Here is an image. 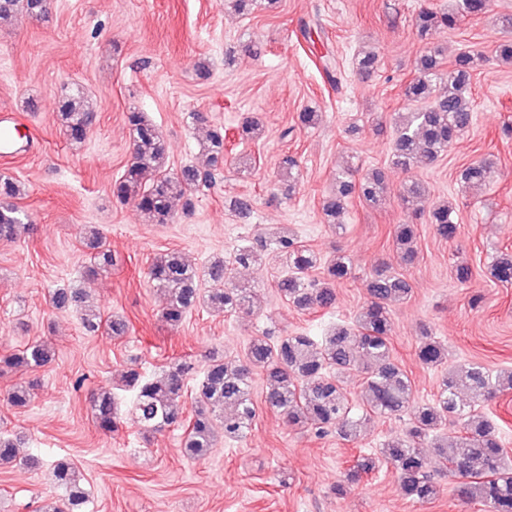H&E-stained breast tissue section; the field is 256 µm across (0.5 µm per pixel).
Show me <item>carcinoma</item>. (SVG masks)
<instances>
[{
	"instance_id": "1",
	"label": "carcinoma",
	"mask_w": 512,
	"mask_h": 512,
	"mask_svg": "<svg viewBox=\"0 0 512 512\" xmlns=\"http://www.w3.org/2000/svg\"><path fill=\"white\" fill-rule=\"evenodd\" d=\"M489 0H461L452 13L424 9L415 18L417 35L426 39L440 29H454L462 20L483 14ZM35 19L47 11V0H0V20L16 12ZM442 50L427 47L414 62L415 76L405 85L404 96L421 107L405 112L395 123L389 162L406 170L414 164L438 160L448 147L469 131L476 120L473 101L466 96L471 73L484 55L479 51H460L452 68L441 69ZM359 73L370 76L378 68L375 54L366 52L355 59ZM93 110L88 96L79 86L65 90L61 99L63 137L71 143L84 142L90 131ZM127 124L132 136L134 156L112 184V194L128 200L149 221L165 224L173 217L175 200L192 207V191L210 181L212 173L196 165H185L171 172L165 163V148L159 128L141 112H130ZM206 150L208 165L224 161V132L209 134ZM492 163L480 159L461 172L466 184L483 185L491 175ZM387 189L386 173L381 167L368 170L359 179L350 172L336 174V190L323 201V214L331 225L340 223L348 199L356 195L367 204L376 203ZM19 186L10 177H0V241L18 236L23 220L8 200L16 197ZM447 204L429 210L435 234L452 241L459 232ZM393 242L401 262L413 266L419 261L416 228L397 224ZM95 249L86 274L97 276L112 269V251L99 233L93 234ZM276 251L286 264L277 280L280 298L300 309L329 310L336 305V285L355 277L350 258L341 251L324 259L305 247L298 238L285 232L259 233L256 243L237 246L227 259H217L201 269L188 264L176 251L161 254L148 267L147 283L162 296L161 317L171 325L181 323L193 309L208 304L232 315L251 306V287L233 282V271L255 265L266 249ZM493 278L512 284V253L493 258ZM368 299L352 324L332 328L316 342L304 333L290 334L273 342L264 334L248 339L240 364L232 366L217 351L200 354L203 371L196 383L195 415L183 432L181 448L193 461L207 460L215 448L216 427L224 437L241 440L251 429L256 408L252 396V368L264 370L267 380L266 406L278 413L294 430L324 434L331 430L347 441L359 436L360 421L350 417L351 404L340 386L342 375L359 369L363 372L360 401L366 413L409 416L403 436L388 440L379 449L380 459L395 469L400 493L407 499L427 502L439 493V487L427 470L417 445L433 441L438 471L456 484L458 496L479 501L489 512H512V463L504 457V448L495 435L493 422L479 411V401L512 391V371L491 373L483 364L471 361L447 371L438 394L431 402L418 403L410 377L393 360L391 336L393 321L390 304L410 296L407 279L395 269L380 266L365 281ZM57 309L80 306L85 302L78 288H57L51 297ZM90 334L105 330L110 336H123L124 320L86 311L81 317ZM419 361L431 368L444 364L448 351L444 344L424 333L418 346ZM55 354L43 343L31 342L13 353L0 356V366L26 367L32 371L51 364ZM192 367L173 362L156 378H147L131 368L124 382L134 389L131 411L134 422L144 433L159 432L181 423L182 394L188 385ZM14 407L31 401L29 388L14 387L4 394ZM88 402L97 429L110 435L118 430L121 413L112 392L106 389L88 392ZM459 417L463 431L459 435L441 432L443 420ZM20 438L0 436V465L16 460ZM370 466L361 463L336 484V494L347 492L359 481V473ZM52 482L54 501L44 512H82L87 498L78 472L71 463H54Z\"/></svg>"
}]
</instances>
